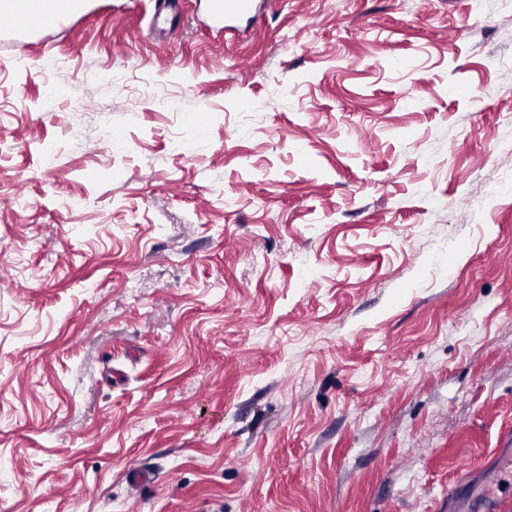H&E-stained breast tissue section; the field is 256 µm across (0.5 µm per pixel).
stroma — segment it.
Returning <instances> with one entry per match:
<instances>
[{"label":"stroma","instance_id":"obj_1","mask_svg":"<svg viewBox=\"0 0 512 512\" xmlns=\"http://www.w3.org/2000/svg\"><path fill=\"white\" fill-rule=\"evenodd\" d=\"M154 11L0 26V512H512V0ZM206 18L212 23H224L246 19L257 24L262 13L257 0H206Z\"/></svg>","mask_w":512,"mask_h":512}]
</instances>
